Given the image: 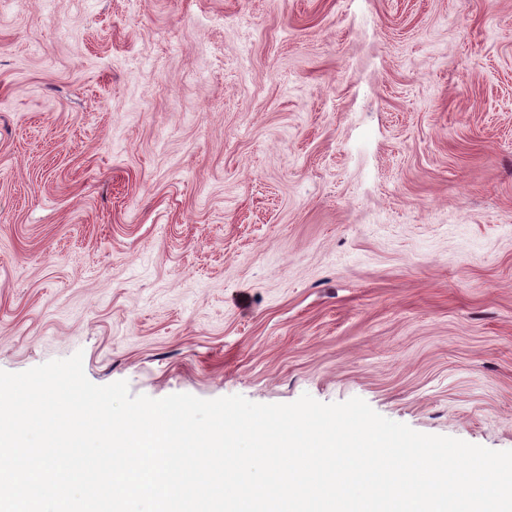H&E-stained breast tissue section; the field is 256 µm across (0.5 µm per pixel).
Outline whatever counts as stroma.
I'll return each instance as SVG.
<instances>
[{
  "mask_svg": "<svg viewBox=\"0 0 512 512\" xmlns=\"http://www.w3.org/2000/svg\"><path fill=\"white\" fill-rule=\"evenodd\" d=\"M77 352L512 450V0H0V370Z\"/></svg>",
  "mask_w": 512,
  "mask_h": 512,
  "instance_id": "1",
  "label": "stroma"
}]
</instances>
